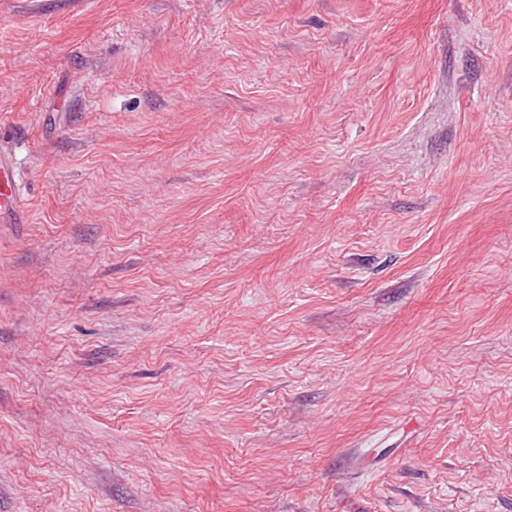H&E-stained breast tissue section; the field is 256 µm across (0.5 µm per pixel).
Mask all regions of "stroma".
I'll return each mask as SVG.
<instances>
[{"instance_id": "obj_1", "label": "stroma", "mask_w": 512, "mask_h": 512, "mask_svg": "<svg viewBox=\"0 0 512 512\" xmlns=\"http://www.w3.org/2000/svg\"><path fill=\"white\" fill-rule=\"evenodd\" d=\"M0 512H512V0H0ZM23 188L18 180L14 162L10 152L0 149V222L2 224H20L26 220H18L22 212ZM8 222V223H6Z\"/></svg>"}]
</instances>
